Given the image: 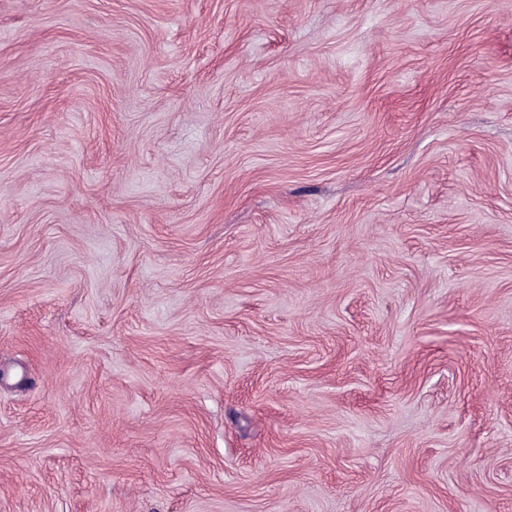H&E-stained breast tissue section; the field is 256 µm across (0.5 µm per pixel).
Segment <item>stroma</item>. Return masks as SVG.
<instances>
[{"label":"stroma","mask_w":512,"mask_h":512,"mask_svg":"<svg viewBox=\"0 0 512 512\" xmlns=\"http://www.w3.org/2000/svg\"><path fill=\"white\" fill-rule=\"evenodd\" d=\"M0 512H512V0H0Z\"/></svg>","instance_id":"obj_1"}]
</instances>
